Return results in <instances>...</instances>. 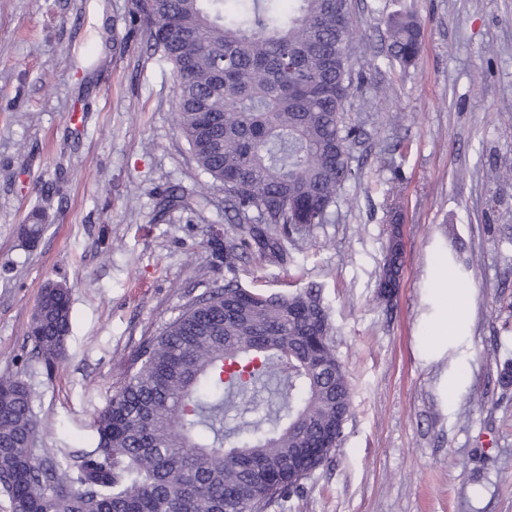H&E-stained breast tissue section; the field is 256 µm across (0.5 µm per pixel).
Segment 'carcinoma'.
<instances>
[{
  "mask_svg": "<svg viewBox=\"0 0 512 512\" xmlns=\"http://www.w3.org/2000/svg\"><path fill=\"white\" fill-rule=\"evenodd\" d=\"M134 0L133 20L178 80L174 122L198 167L224 187L233 270L248 251L283 257L280 240L327 224L358 179L344 121L357 35L351 0ZM389 49L416 64L421 28L387 21ZM386 260L380 299L399 284ZM70 288L47 283L27 338L51 363L64 355ZM268 393L267 411L224 430V414ZM32 394L0 378V496L10 512H264L297 492L342 444L351 384L336 355L320 290L266 294L234 281L190 303L143 344L95 420L98 443L78 455L37 447ZM320 455L291 463L325 433Z\"/></svg>",
  "mask_w": 512,
  "mask_h": 512,
  "instance_id": "obj_1",
  "label": "carcinoma"
}]
</instances>
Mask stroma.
<instances>
[{
	"mask_svg": "<svg viewBox=\"0 0 512 512\" xmlns=\"http://www.w3.org/2000/svg\"><path fill=\"white\" fill-rule=\"evenodd\" d=\"M358 76L347 123L357 181L332 223L287 258L232 244L224 189L174 124L177 83L134 22V0H0V376L32 391L37 445L94 448L93 422L139 347L229 280L267 293L320 286L352 389L345 440L265 512H512V0H352ZM421 23L404 68L387 19ZM209 206L159 211L163 191ZM42 210V230L24 226ZM400 284L379 298L392 230ZM460 270L469 328L438 336L435 294ZM71 290L65 354L32 353L47 281ZM467 460L464 468L456 460Z\"/></svg>",
	"mask_w": 512,
	"mask_h": 512,
	"instance_id": "obj_1",
	"label": "stroma"
}]
</instances>
